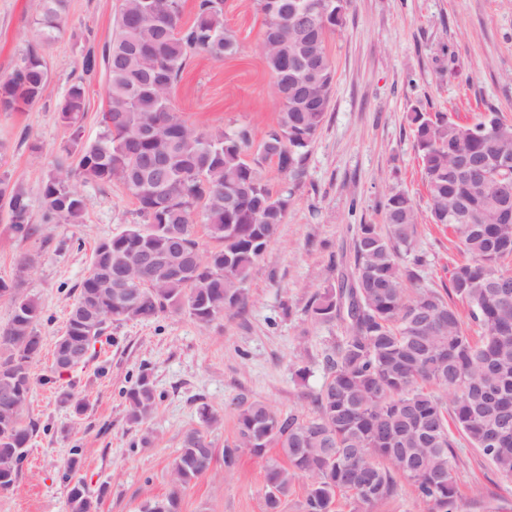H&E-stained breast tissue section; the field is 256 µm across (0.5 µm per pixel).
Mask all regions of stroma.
<instances>
[{"instance_id":"obj_1","label":"stroma","mask_w":512,"mask_h":512,"mask_svg":"<svg viewBox=\"0 0 512 512\" xmlns=\"http://www.w3.org/2000/svg\"><path fill=\"white\" fill-rule=\"evenodd\" d=\"M35 0H0V78L24 52ZM121 0H69L62 33L46 46L49 88L21 112H0V179L22 188L38 236L17 237L0 221V276L16 279L37 301L42 350L24 419L36 423L15 486L0 491V512H69L63 475L70 459L98 512H140L165 495L185 434L201 427L200 408L218 416L208 438L217 454L207 473L181 494L179 512H264L263 458L243 450L225 470L222 450L236 439L241 400L266 401L281 414L305 415L323 382V357L343 336L341 323L313 321L312 297L337 286L354 266L357 225L383 221L393 189L414 200L420 224L409 289L448 294L450 272L463 255L451 229L431 223L428 193L414 147V113H444L473 123L496 113L512 123V0H350L344 21L328 37L336 70L330 110L309 148L306 171L284 224L256 262L246 306L210 325L185 313L113 323L86 363L53 370L55 341L64 330L77 286L99 239L137 223L136 205L120 182L102 188L81 181L80 224L42 221L41 187L63 145L95 141L108 108L103 76L87 88V111L65 126L58 104L82 74L87 43L116 33ZM224 23L238 41L235 56L190 60L171 97L202 129L247 125L256 135L282 108L263 60V17L253 0H225ZM307 369L300 378L298 369ZM148 373L157 407L147 422H127L124 392ZM84 398L83 414L61 404L63 390ZM149 443H142V436ZM456 512H512V480L462 444L455 464ZM337 512H426L414 486L398 479L396 494L370 506L338 496Z\"/></svg>"}]
</instances>
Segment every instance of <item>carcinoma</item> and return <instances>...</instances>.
<instances>
[{"label":"carcinoma","mask_w":512,"mask_h":512,"mask_svg":"<svg viewBox=\"0 0 512 512\" xmlns=\"http://www.w3.org/2000/svg\"><path fill=\"white\" fill-rule=\"evenodd\" d=\"M157 2L151 11L144 0H122L115 36L100 48H86L82 76L58 107L62 122L77 124L85 112L86 83L104 72L108 110L103 132L90 144L64 146L71 163H57L43 181V222H83L85 202L74 182L79 177L102 187L119 181L142 223L95 247L56 353L68 344H96L114 321L185 311L207 326L242 309L250 270L286 220L309 147L329 109L335 68L326 42L345 14L316 17L309 33L318 43L317 64L325 74L311 99L285 56L301 42L295 0H288V12L282 14L265 13L264 0H255L263 14L262 39L284 31L286 42L277 50L264 49V58L273 78L288 75V86L278 89L283 109L250 159L252 128L199 129L170 97L192 57L205 54L221 61L236 52V36L224 24V0H196L186 27L181 25L182 0ZM65 9L66 0H39L33 38L0 80V112L22 111L46 94L43 47L63 31ZM155 74L168 78L161 91L150 84ZM412 122L430 219L452 229L466 256L451 271V293L468 304L479 336L468 334L456 307L437 292H407L404 278L415 274L401 268L400 256L414 250L419 214L408 193L389 192L384 224L358 227L350 278L315 295L308 305L313 320L346 324L345 335L324 356V381L312 394V411L283 416L260 400L238 404L237 443L224 446V467L236 465L241 448L258 457L276 448L282 456L269 458L265 468V512H282L299 474L310 480L303 512H334L341 492L361 504L388 499L398 476L413 484L424 505L454 512L457 432L498 474L512 478V411L490 407L485 394L496 388L512 407V272L502 269L512 259V221H500L493 203L496 186L504 175L512 182V171L492 163L484 176L469 179L449 159L452 148L481 159L512 156V124L494 114L464 124L446 114L422 112L414 113ZM149 123L160 128L145 140L140 132ZM271 163L288 179L276 191L265 179ZM226 195L235 199L231 209L224 206ZM458 202L463 220L448 215ZM0 209L18 237L36 234L26 193L2 180ZM198 211L215 243L205 253L193 222ZM268 211L276 214L271 223L265 220ZM147 251L169 257L182 275L134 270L131 299H114L96 269L115 271ZM506 281L509 287H501ZM18 288L15 280L0 277V300L12 307L9 323L0 329V491L15 485L36 431L35 424H23V415L34 386L31 360L42 346L36 334L42 309ZM125 399L129 424H144L157 403L148 374L126 389ZM210 447L205 431H188L171 463L168 494L149 504H161L160 512H179L182 491L209 468L203 449ZM77 472L73 458L65 472L71 512H95L98 499Z\"/></svg>","instance_id":"obj_1"}]
</instances>
